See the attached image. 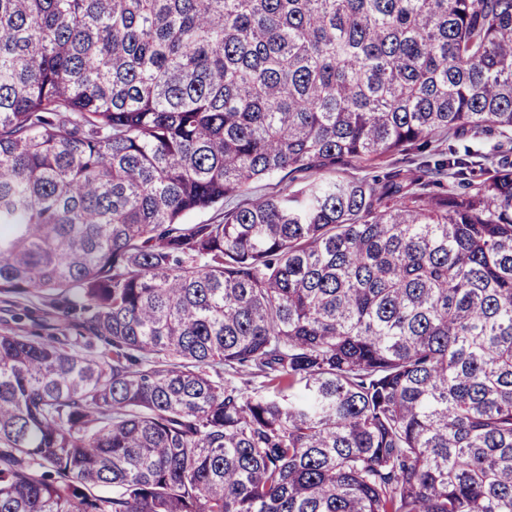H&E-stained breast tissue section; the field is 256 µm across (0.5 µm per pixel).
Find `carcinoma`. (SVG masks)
I'll return each instance as SVG.
<instances>
[{"label":"carcinoma","mask_w":512,"mask_h":512,"mask_svg":"<svg viewBox=\"0 0 512 512\" xmlns=\"http://www.w3.org/2000/svg\"><path fill=\"white\" fill-rule=\"evenodd\" d=\"M511 155L512 0H0V512H512Z\"/></svg>","instance_id":"1"}]
</instances>
